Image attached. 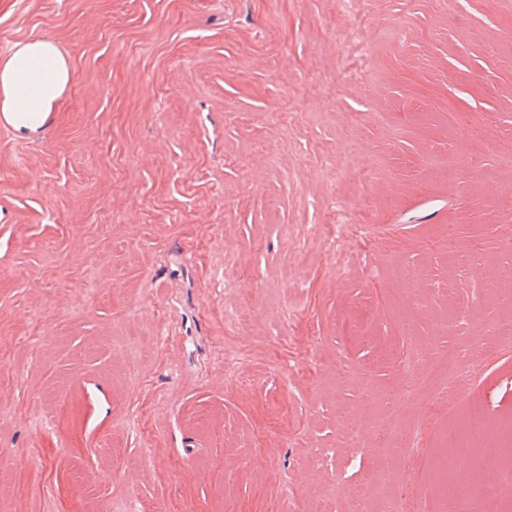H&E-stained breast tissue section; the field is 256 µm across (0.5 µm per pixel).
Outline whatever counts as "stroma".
I'll return each mask as SVG.
<instances>
[{"label": "stroma", "instance_id": "obj_1", "mask_svg": "<svg viewBox=\"0 0 512 512\" xmlns=\"http://www.w3.org/2000/svg\"><path fill=\"white\" fill-rule=\"evenodd\" d=\"M358 30L336 0H0V48L73 72L45 133L0 129V512L468 487L467 403L512 420V166L448 115L512 137V0H372ZM448 351L463 395L399 396Z\"/></svg>", "mask_w": 512, "mask_h": 512}]
</instances>
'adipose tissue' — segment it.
I'll return each mask as SVG.
<instances>
[{"mask_svg":"<svg viewBox=\"0 0 512 512\" xmlns=\"http://www.w3.org/2000/svg\"><path fill=\"white\" fill-rule=\"evenodd\" d=\"M71 78V70L53 42L34 40L17 45L0 62V112L14 113L16 132H39L42 116L55 110Z\"/></svg>","mask_w":512,"mask_h":512,"instance_id":"adipose-tissue-1","label":"adipose tissue"}]
</instances>
